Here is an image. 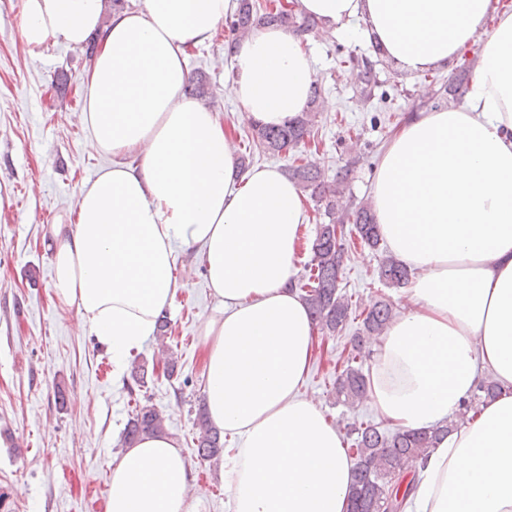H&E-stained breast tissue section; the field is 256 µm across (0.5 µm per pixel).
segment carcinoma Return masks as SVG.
Instances as JSON below:
<instances>
[{
  "label": "carcinoma",
  "instance_id": "1",
  "mask_svg": "<svg viewBox=\"0 0 512 512\" xmlns=\"http://www.w3.org/2000/svg\"><path fill=\"white\" fill-rule=\"evenodd\" d=\"M275 24L298 35L310 34L318 28L315 19L285 8L278 0L262 4L258 0H237L230 16V29L241 36L253 29ZM313 109L300 113L282 127L250 123L248 137L269 155L295 151L306 143L315 124ZM288 177L303 189L310 191L318 206L324 208L329 222L319 225L312 244V259L306 282H297L302 298L316 326L333 336L343 330L351 313V304L339 292V279L345 257L344 239L336 237V225H351L364 244L374 250L382 241L378 224L369 204L361 203L353 211L336 215V206L347 189V176L338 175L330 182L317 164L306 162L288 168ZM378 280L387 288L406 287L412 273L394 256L386 255L377 268ZM361 327L351 339L352 352L344 368L336 376V400L353 407L366 399V377L362 370L363 348L372 336L382 335L395 317L392 304L379 299L360 313ZM501 392L494 380L481 382L464 407L447 423L424 430L389 432L371 422L349 426L354 436L353 454L356 462L350 489L349 512H401L403 502L413 489V476L417 465L436 448L438 443L459 426L473 419L471 413L479 404L497 397ZM195 426L198 436L196 456L202 460H215L224 451L220 433L214 429L200 410ZM164 430V419L156 408L142 405L135 409L124 431V444L131 447L143 435Z\"/></svg>",
  "mask_w": 512,
  "mask_h": 512
}]
</instances>
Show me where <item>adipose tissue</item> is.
I'll use <instances>...</instances> for the list:
<instances>
[{
  "mask_svg": "<svg viewBox=\"0 0 512 512\" xmlns=\"http://www.w3.org/2000/svg\"><path fill=\"white\" fill-rule=\"evenodd\" d=\"M327 31L363 23L406 72L479 45L468 104L412 113L384 147L371 190L391 253L415 270L409 305L369 344L366 395L396 430L442 424L483 375L502 387L420 466L407 512H512V9L501 0H299ZM231 0H25L29 50L100 47L82 84L89 148L111 166L78 193L75 221L48 228L52 288L115 366L151 336L179 283L177 249L200 254L215 313L201 327L205 404L238 447L224 472L231 512H346L344 435L302 392L316 331L292 286L309 221L278 168H241L216 112L183 93L186 50ZM227 93L281 125L305 111L315 60L265 25L229 49ZM106 512H201L174 438L125 449Z\"/></svg>",
  "mask_w": 512,
  "mask_h": 512,
  "instance_id": "adipose-tissue-1",
  "label": "adipose tissue"
}]
</instances>
